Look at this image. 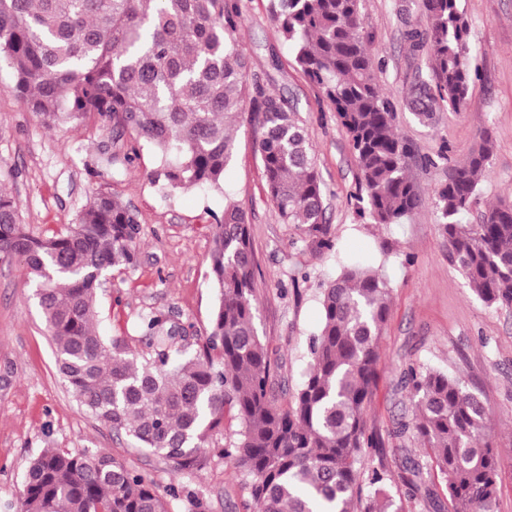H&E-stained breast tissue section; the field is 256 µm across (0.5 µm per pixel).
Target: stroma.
<instances>
[{
	"instance_id": "1",
	"label": "stroma",
	"mask_w": 512,
	"mask_h": 512,
	"mask_svg": "<svg viewBox=\"0 0 512 512\" xmlns=\"http://www.w3.org/2000/svg\"><path fill=\"white\" fill-rule=\"evenodd\" d=\"M240 13L239 42L267 87L290 98L307 127L326 191L332 250L319 248L306 225L284 224L268 195L248 122L237 127V150L224 171V189L172 191L154 183L150 150L126 161V141L96 117L54 127L10 92L12 74L0 63V188L10 192L21 221L34 234L66 230L93 194L109 192L139 214L140 253L133 269L113 271L100 295L97 328L128 347L147 349L137 330L142 315L170 314L189 326L183 340L194 349L209 328L215 295L209 270L212 224L226 201L242 208L255 254L256 328L271 360L276 402L287 406L308 364V344L320 326V285L341 265L384 264L390 311L379 341V378L367 410L370 429L385 438L373 461L385 466L387 489L400 512H439L443 481L430 470L417 441L388 433L411 408L398 385L411 364L464 377L490 411L501 480L495 512H512V311L491 306L448 259L435 191L451 163L480 145L481 130L494 144L466 223H481L492 206L512 201V0H461L469 23L471 84L460 111L440 109L420 122L405 96L428 73L427 49L413 50L407 32L425 30L422 0H363L362 21L375 74L390 93L396 132L410 144L406 174L421 202L403 224H372L357 216V167L332 106L295 64L292 49L269 13V0H232ZM225 421L209 439L212 452L198 470L173 474L158 455L80 409L56 367L54 346L32 297L23 264L0 263V512H16L22 477L43 448L73 454L104 453L153 481L169 499V512H253L251 484L224 457L236 438ZM423 470L417 490L406 482L407 463Z\"/></svg>"
}]
</instances>
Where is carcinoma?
<instances>
[{
	"label": "carcinoma",
	"instance_id": "obj_1",
	"mask_svg": "<svg viewBox=\"0 0 512 512\" xmlns=\"http://www.w3.org/2000/svg\"><path fill=\"white\" fill-rule=\"evenodd\" d=\"M362 0H270V14L308 80L333 106L351 146L358 213L373 224H402L420 204L406 175L410 145L395 133L396 111L367 47ZM460 0H423L430 82L410 105L422 121L436 108L459 110L470 87L469 25ZM240 14L227 0H0V61L10 91L48 121L77 124L96 115L112 141L134 136L127 160L159 156L152 180L172 189L220 191L244 112L257 124L256 151L280 221L307 224L327 238L323 184L312 142L287 98L251 73L237 37ZM483 146L450 167L436 191L448 259L489 305L512 310V202L482 223L463 217L478 195L491 153ZM209 255L216 306L205 336L175 347L186 328L163 313L141 318L149 351L96 329L99 291L114 270L138 261V214L99 192L77 224L35 235L14 198L0 189V263L23 262L49 332L58 373L79 406L117 434L160 455L175 474L207 461L210 434L226 415L239 422L224 456L251 478L255 512H391L387 474L373 465L381 437L366 409L378 381L379 339L389 316L382 268L342 266L321 288L322 320L309 340V366L290 404L268 390L270 360L255 328L254 256L245 212L232 202L212 227ZM410 433L430 450L448 512H494L500 470L484 403L462 378L423 366L404 375ZM373 490L362 498L363 486ZM20 512H167L143 475L110 455L44 448L29 463Z\"/></svg>",
	"mask_w": 512,
	"mask_h": 512
}]
</instances>
